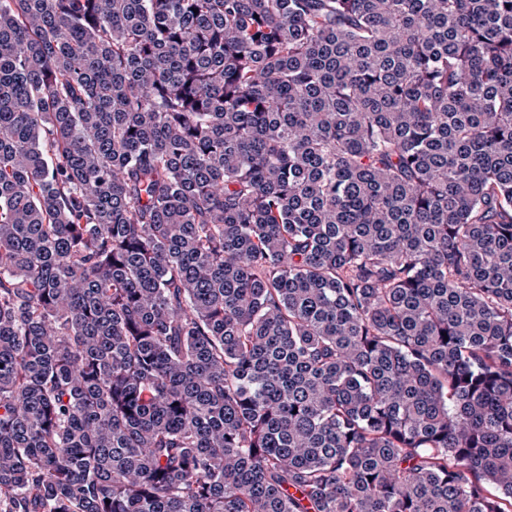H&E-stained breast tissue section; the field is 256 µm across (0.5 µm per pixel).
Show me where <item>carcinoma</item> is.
Listing matches in <instances>:
<instances>
[{
    "instance_id": "cac0c4a2",
    "label": "carcinoma",
    "mask_w": 512,
    "mask_h": 512,
    "mask_svg": "<svg viewBox=\"0 0 512 512\" xmlns=\"http://www.w3.org/2000/svg\"><path fill=\"white\" fill-rule=\"evenodd\" d=\"M0 512H512V0H0Z\"/></svg>"
}]
</instances>
